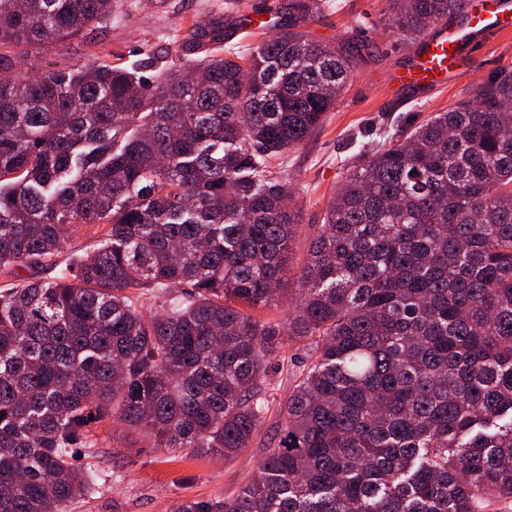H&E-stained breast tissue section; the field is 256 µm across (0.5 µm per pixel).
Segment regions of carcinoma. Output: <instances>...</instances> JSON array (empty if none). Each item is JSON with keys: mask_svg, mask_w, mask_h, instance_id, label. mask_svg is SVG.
Segmentation results:
<instances>
[{"mask_svg": "<svg viewBox=\"0 0 512 512\" xmlns=\"http://www.w3.org/2000/svg\"><path fill=\"white\" fill-rule=\"evenodd\" d=\"M315 16L326 0H290ZM468 0H391L413 41ZM112 0H0L15 48L112 24ZM365 45L300 31L149 77L108 59L0 78V512H56L110 421L231 458L266 418L268 368L311 339L259 475L179 512H489L512 500V72L350 167L280 304L298 224L269 160L305 145ZM160 310L146 304V295ZM103 226V224L83 225L78 229L72 236L69 247L61 254L59 258L60 263L56 269L35 270L31 268H16V270L8 276L3 275L0 271V290L11 288L13 284L54 277L61 267H64L66 263L70 262L72 257L90 252L98 246L101 240V234L104 233L102 230ZM282 288H285L282 303L275 308L257 309L253 311L258 318L261 320L277 318L282 321L288 317V311L292 306L291 298L295 295V288H298L295 278L291 276L288 280H285Z\"/></svg>", "mask_w": 512, "mask_h": 512, "instance_id": "obj_1", "label": "carcinoma"}]
</instances>
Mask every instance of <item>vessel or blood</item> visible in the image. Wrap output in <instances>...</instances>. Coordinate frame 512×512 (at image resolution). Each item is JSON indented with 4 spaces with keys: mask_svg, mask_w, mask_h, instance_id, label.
Returning <instances> with one entry per match:
<instances>
[{
    "mask_svg": "<svg viewBox=\"0 0 512 512\" xmlns=\"http://www.w3.org/2000/svg\"><path fill=\"white\" fill-rule=\"evenodd\" d=\"M470 22L468 31L443 26L423 36L411 65L393 75L396 88L421 94L444 87L449 74L474 45H490L500 35L512 32V0H496L489 14L473 15Z\"/></svg>",
    "mask_w": 512,
    "mask_h": 512,
    "instance_id": "obj_1",
    "label": "vessel or blood"
}]
</instances>
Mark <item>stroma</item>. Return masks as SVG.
Masks as SVG:
<instances>
[{"label":"stroma","instance_id":"obj_1","mask_svg":"<svg viewBox=\"0 0 512 512\" xmlns=\"http://www.w3.org/2000/svg\"><path fill=\"white\" fill-rule=\"evenodd\" d=\"M289 0H116L117 17L111 27L90 38L74 37L63 47L23 46L15 58L21 75L44 74L69 65H91L113 55L128 64L158 56L175 64L180 44L193 27L219 24L236 29L227 42L230 51L247 52L255 33L237 29L239 15L264 14L267 5ZM336 8L317 17L299 19L298 29L308 38L341 42L347 39L371 45L356 66L334 111L307 143L285 153L280 164L294 187L300 225L289 265L299 269L308 257L311 239L322 222L326 205L353 163L371 150L395 143L399 136L429 117L472 99L490 78L512 71V34L498 38L490 50L468 54L447 87L426 94L424 100L396 89L391 78L412 60L415 46L404 41L389 24V0H337ZM311 361L310 348L298 341L286 346L272 362L263 428L249 448L232 459L196 456L189 450L170 452L152 447L143 433L118 425L99 428L100 446L94 456H78L79 466H91L119 479L92 494L68 503L66 512H177L187 501H208L234 496L254 479L258 464L273 444L282 400L296 377Z\"/></svg>","mask_w":512,"mask_h":512}]
</instances>
